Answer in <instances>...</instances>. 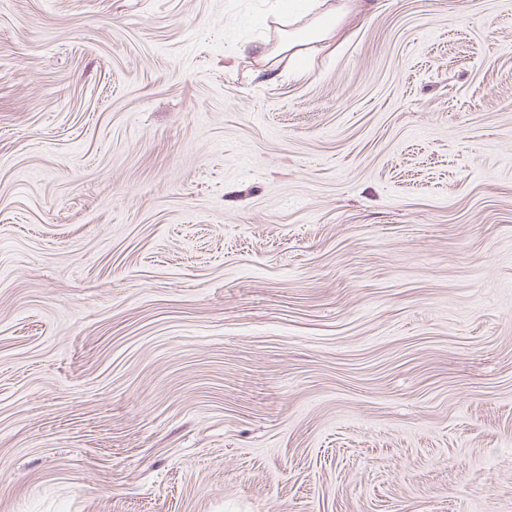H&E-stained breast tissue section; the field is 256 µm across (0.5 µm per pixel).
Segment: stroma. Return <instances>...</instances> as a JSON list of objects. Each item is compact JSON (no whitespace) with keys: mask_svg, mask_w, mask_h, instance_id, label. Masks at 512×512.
<instances>
[{"mask_svg":"<svg viewBox=\"0 0 512 512\" xmlns=\"http://www.w3.org/2000/svg\"><path fill=\"white\" fill-rule=\"evenodd\" d=\"M0 0V512H512V0ZM305 14L309 18L305 27H291L288 29V37L282 47L280 53H290L288 63L293 62L301 50L297 46L302 47L308 42V39L326 40L336 36L337 29L346 21L353 13H357L363 9L364 0H305ZM272 55L267 60H271L278 56ZM278 57L270 62L268 70L275 69L277 65L285 58Z\"/></svg>","mask_w":512,"mask_h":512,"instance_id":"stroma-1","label":"stroma"}]
</instances>
